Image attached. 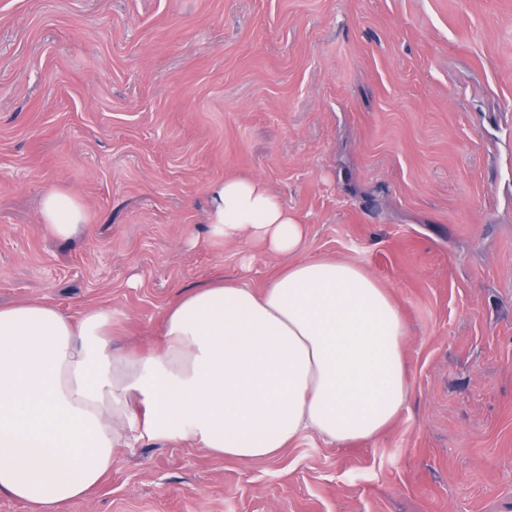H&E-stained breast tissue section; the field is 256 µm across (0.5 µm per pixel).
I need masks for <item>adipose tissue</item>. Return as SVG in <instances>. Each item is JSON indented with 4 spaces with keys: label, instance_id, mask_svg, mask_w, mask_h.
I'll list each match as a JSON object with an SVG mask.
<instances>
[{
    "label": "adipose tissue",
    "instance_id": "adipose-tissue-1",
    "mask_svg": "<svg viewBox=\"0 0 512 512\" xmlns=\"http://www.w3.org/2000/svg\"><path fill=\"white\" fill-rule=\"evenodd\" d=\"M41 217L59 239L87 222L62 189ZM206 222L214 247L244 238L287 262L259 290L222 277L182 290L151 349H113L108 307L0 306V494L62 512L144 441L274 459L305 432L346 446L399 417L408 325L390 289L356 264L299 258L305 227L262 180L212 184Z\"/></svg>",
    "mask_w": 512,
    "mask_h": 512
}]
</instances>
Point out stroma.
<instances>
[{"label":"stroma","mask_w":512,"mask_h":512,"mask_svg":"<svg viewBox=\"0 0 512 512\" xmlns=\"http://www.w3.org/2000/svg\"><path fill=\"white\" fill-rule=\"evenodd\" d=\"M227 178L391 288L408 404L270 460L140 443L66 512H512V0H0L1 304L95 302L147 347L179 291L263 287L283 256L206 242ZM41 217L45 228L59 239L72 237L87 222V213L79 197L62 189L44 197Z\"/></svg>","instance_id":"obj_1"}]
</instances>
